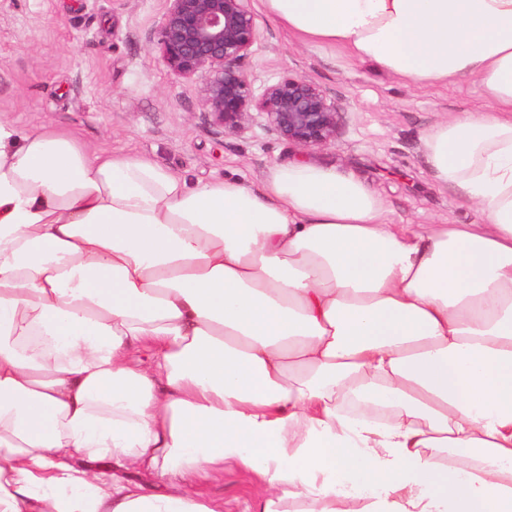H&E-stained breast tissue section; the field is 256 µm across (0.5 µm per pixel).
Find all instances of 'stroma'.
<instances>
[{"mask_svg":"<svg viewBox=\"0 0 512 512\" xmlns=\"http://www.w3.org/2000/svg\"><path fill=\"white\" fill-rule=\"evenodd\" d=\"M165 0H0V114L22 129L73 134L95 151L146 156L189 183L262 179L295 161L351 169L384 200L394 224H469L477 219L453 187L429 169L423 135L458 112H479L474 82L416 87L341 48L301 43L265 14V38L244 63L255 92L302 78L341 114L330 144L305 149L253 115L244 130L214 125L202 107V79H181L150 44ZM192 491L252 512L256 488L233 466L194 479Z\"/></svg>","mask_w":512,"mask_h":512,"instance_id":"35a3bbf8","label":"stroma"}]
</instances>
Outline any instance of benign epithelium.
<instances>
[{"label":"benign epithelium","mask_w":512,"mask_h":512,"mask_svg":"<svg viewBox=\"0 0 512 512\" xmlns=\"http://www.w3.org/2000/svg\"><path fill=\"white\" fill-rule=\"evenodd\" d=\"M156 47L170 72L204 79L203 106L213 124L244 128L251 111L269 131L299 146H325L336 138L340 112L316 85L285 78L255 94L244 60L264 34L253 0H165Z\"/></svg>","instance_id":"7a95c632"}]
</instances>
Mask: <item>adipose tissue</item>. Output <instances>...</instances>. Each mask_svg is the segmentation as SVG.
<instances>
[{
  "instance_id": "adipose-tissue-1",
  "label": "adipose tissue",
  "mask_w": 512,
  "mask_h": 512,
  "mask_svg": "<svg viewBox=\"0 0 512 512\" xmlns=\"http://www.w3.org/2000/svg\"><path fill=\"white\" fill-rule=\"evenodd\" d=\"M260 5L478 82L486 111L423 136L478 221L390 223L313 163L192 185L0 116V512H220L184 480L228 461L254 512H512V0Z\"/></svg>"
}]
</instances>
